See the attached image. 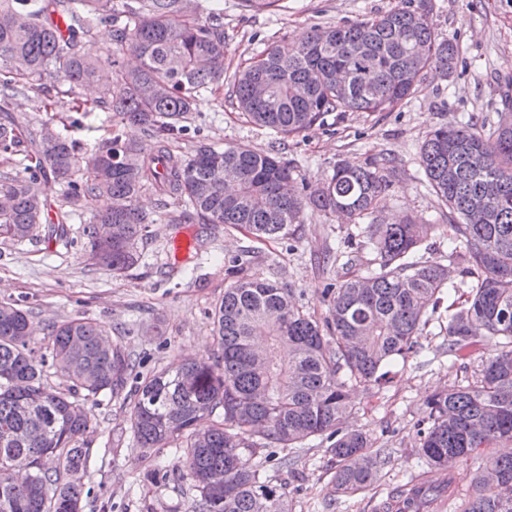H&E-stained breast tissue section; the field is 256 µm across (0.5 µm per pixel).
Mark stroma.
Wrapping results in <instances>:
<instances>
[{"mask_svg": "<svg viewBox=\"0 0 512 512\" xmlns=\"http://www.w3.org/2000/svg\"><path fill=\"white\" fill-rule=\"evenodd\" d=\"M200 2L219 13L224 24V72L229 75L281 36L296 40L312 27L385 14L406 0H288L287 10L261 12L244 0ZM423 2L438 37L456 44V64L448 75L429 70L415 94L393 111L334 113L324 126L282 141L247 122L230 105L227 91H205L197 99L191 132L175 140L174 150L186 153L205 140L277 152L292 162L295 178L309 181L330 173L340 160L365 165L392 159L401 179L383 193L379 212L391 220L409 216L437 225L421 252L427 261L448 263L452 242L439 228L447 208L427 188L418 154L431 128L472 115L494 121L512 105V0ZM13 116L23 140L38 137L47 124L89 149L113 124L111 113L99 109L45 111L39 97L19 99ZM140 205L152 222L153 239L136 266L118 278L87 260L80 235L91 216L87 209L69 220L68 242L49 237L44 226L30 240H0V301L18 300L33 311L36 340L46 337L49 324L86 318L111 329L144 373L182 357H211L208 315L228 285L226 260L239 258L248 273L287 282L299 305L319 319L326 314L324 286L363 274L374 264V252L356 245L350 260L339 261L333 271L318 268L317 256L358 234L355 225L331 215L307 213L300 239L292 244L261 242L221 224L169 223L173 205L162 204L152 192L142 196ZM186 233L203 240V248L174 253L172 240ZM453 300L445 296L421 338V353L396 363L390 384L372 397L351 391L354 426L367 431L375 449L387 455L374 483L356 494L335 496L336 460L326 439H313L297 451L293 468L276 470L287 486L291 512H378L388 492L411 475L423 472L439 480L416 448L424 400L437 387L473 381L499 349L497 339L488 337L467 365L453 363L443 346ZM93 412V447L111 442L115 448L97 460L86 480L91 493L84 512H192L199 493L172 450L131 449L125 410L110 396H99Z\"/></svg>", "mask_w": 512, "mask_h": 512, "instance_id": "35a3bbf8", "label": "stroma"}]
</instances>
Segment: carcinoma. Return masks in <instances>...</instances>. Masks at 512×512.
<instances>
[{
	"label": "carcinoma",
	"instance_id": "1",
	"mask_svg": "<svg viewBox=\"0 0 512 512\" xmlns=\"http://www.w3.org/2000/svg\"><path fill=\"white\" fill-rule=\"evenodd\" d=\"M64 15V39L48 21ZM110 28L112 46L95 32ZM224 25L201 16L195 0H0V153L19 152L10 112L21 98L67 96L112 113L147 140L120 133L95 151L43 128L23 171L0 170V239L22 242L46 222V186L60 188L70 217L101 201L83 227L88 260L114 275L139 261L152 239L138 208L145 190L181 207L171 224L197 220L245 229L255 237L295 235L307 211L344 216L378 256V267L323 290L320 321L296 305L288 285L227 267L232 278L210 313L217 347L212 360L184 359L142 374L126 347L103 325L74 318L32 340L33 312L0 301V512H82L85 478L99 449L83 440L94 422L87 402L102 392L128 408L134 448H174L200 493L196 512H289L286 485L266 463L312 438L330 441L334 493L368 487L384 464L372 440L349 425L350 384L373 393L389 382L387 367L419 353V336L443 295L456 289L450 266L418 256L438 224L377 219L382 192L400 181L392 160L348 161L332 174L294 185L293 168L277 155L244 145L199 142L176 154L171 141L189 129L196 100L224 87ZM456 47L440 40L421 8L396 9L353 23L313 27L298 42L268 45L239 67L229 84L234 108L283 139L324 123L333 112H390L420 85L423 72L453 70ZM349 76L336 85V71ZM67 89L61 90L58 85ZM419 165L448 207L455 247L450 258L472 277L450 315L446 350L470 358L484 337L502 340L479 376L428 396L417 423L419 453L447 475L414 477L392 489L385 512H423L457 492L458 463L480 453L463 512H512V456L490 448L512 441V113L497 124L474 116L430 130ZM490 208L478 224L472 212ZM112 225V239L95 225ZM70 378L51 388L46 369Z\"/></svg>",
	"mask_w": 512,
	"mask_h": 512
}]
</instances>
